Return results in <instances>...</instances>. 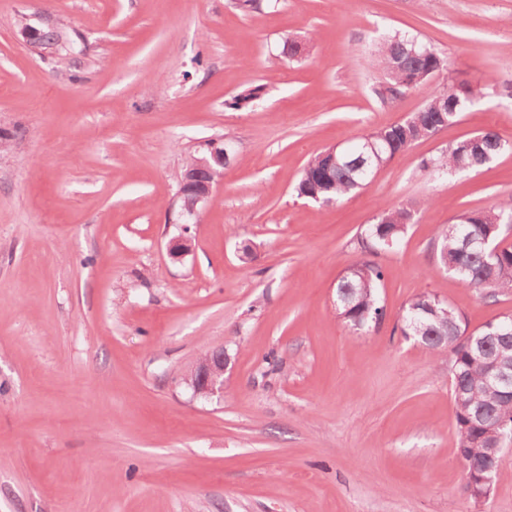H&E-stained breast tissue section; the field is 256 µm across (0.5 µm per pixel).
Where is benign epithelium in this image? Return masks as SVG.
Instances as JSON below:
<instances>
[{"mask_svg":"<svg viewBox=\"0 0 512 512\" xmlns=\"http://www.w3.org/2000/svg\"><path fill=\"white\" fill-rule=\"evenodd\" d=\"M214 185L212 169L206 163L197 164L194 168L184 172L181 177L176 223L183 225V230L180 235L171 238L168 242L167 251L171 257L182 259L192 253V240L187 236L189 225L194 223L199 216V209L212 197ZM489 360L492 363L491 383L512 393V358L506 359L501 355H492ZM229 361L230 357L222 348H215L196 361L192 367V376L187 379L194 396L210 399L223 393L224 372L227 370ZM497 425L500 432L495 444L463 449L471 467L470 488L479 499L485 497L492 488L494 473L493 468H479L476 466V462L482 459L494 462L502 460L505 441L512 442V421L500 418L497 420Z\"/></svg>","mask_w":512,"mask_h":512,"instance_id":"7a95c632","label":"benign epithelium"}]
</instances>
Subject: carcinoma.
Here are the masks:
<instances>
[{
  "mask_svg": "<svg viewBox=\"0 0 512 512\" xmlns=\"http://www.w3.org/2000/svg\"><path fill=\"white\" fill-rule=\"evenodd\" d=\"M383 81L375 88L383 102H392L408 90L419 88L445 67L444 59L429 45L414 37L387 35L377 49ZM488 94V86L467 83L465 91L452 94V84L437 87L423 107L399 125L360 136L361 148L343 154L329 172L322 170L320 155L307 163L297 185V194H318L320 201L342 198L362 186L359 168L375 169L406 151L418 140L430 138L454 123L460 113ZM482 141L466 151L456 141L422 161V167L438 177L449 173L476 170L495 158L512 153V139L495 131L482 133ZM410 216L402 205L380 208L374 222L358 240L363 258L344 269L336 282L337 317L356 329L378 326L385 314L381 302L382 266L374 261L393 248L405 235ZM512 227V195L488 208L465 211L442 231L439 238L441 263L458 280L480 288L491 296L512 291V243H506V230ZM503 315L470 332L462 316L437 295L424 291L405 305L400 320L401 332L415 337L437 357L448 354L456 374L451 376V392L458 447L476 441L493 440L492 426L499 417H512V395L488 385L486 359L480 345L497 349L512 336L503 337Z\"/></svg>",
  "mask_w": 512,
  "mask_h": 512,
  "instance_id": "1",
  "label": "carcinoma"
}]
</instances>
